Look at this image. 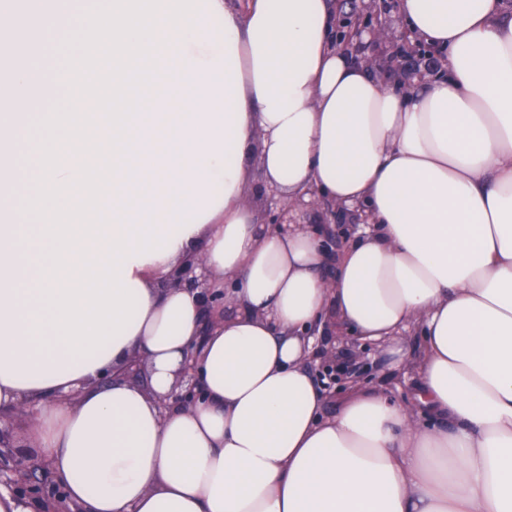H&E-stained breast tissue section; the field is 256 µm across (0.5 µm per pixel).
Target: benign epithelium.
<instances>
[{"label": "benign epithelium", "mask_w": 512, "mask_h": 512, "mask_svg": "<svg viewBox=\"0 0 512 512\" xmlns=\"http://www.w3.org/2000/svg\"><path fill=\"white\" fill-rule=\"evenodd\" d=\"M384 11L385 6L379 0H369L367 12L342 16L336 31V40L344 43L355 37L359 39L362 34L367 33L373 39L383 42V45L391 49L392 68L400 72L398 84L407 87L411 84L414 73L405 71L404 64L411 57L428 55L430 51L422 41L411 40L407 30H395L382 18ZM257 188L259 194L266 197L264 208L258 214L260 223L274 226L297 224L299 220L292 211L308 212L312 215L309 224L319 235L322 246L332 255L336 254V225L347 224L352 227L361 221L357 210L330 202L318 196L314 190L311 191L310 201L297 199L288 204L281 201L277 189L265 181H258ZM208 281L209 274L203 264L198 260H189L162 282L164 288H182L195 293L201 307V330L196 343L185 355L177 374V383L168 394L157 396L158 405L163 411L173 407H191L203 397L204 388L199 378L197 358L213 326L212 311L224 308V294L213 292ZM323 359L324 364L312 369L319 387L326 386L325 379L332 377L336 370V359L333 356L326 354ZM119 376L132 383L147 384L143 361L137 356L127 362ZM31 413L32 409L24 404L7 410L0 406V487L7 488L20 502L40 504V512H72L64 487L51 476L47 461L34 453L20 451L10 427L4 425L6 419L26 418Z\"/></svg>", "instance_id": "7a95c632"}]
</instances>
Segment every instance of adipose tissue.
Masks as SVG:
<instances>
[{"label": "adipose tissue", "instance_id": "obj_1", "mask_svg": "<svg viewBox=\"0 0 512 512\" xmlns=\"http://www.w3.org/2000/svg\"><path fill=\"white\" fill-rule=\"evenodd\" d=\"M163 0L174 78L130 122L139 172L116 216L155 206L169 254L127 264L141 302L94 357L36 353L43 225L0 229V403L34 402L25 435L80 512H512V12L501 0H402L447 61L421 89L384 87L333 44L334 0ZM283 197L307 189L364 222L328 256L308 225L258 224L249 163ZM183 191L201 223L170 211ZM196 257L228 315L198 357L204 398L160 413L198 334L190 292L159 283ZM385 345L414 337L406 402L353 384L332 416L308 368L313 325ZM140 355V387L115 378Z\"/></svg>", "mask_w": 512, "mask_h": 512}]
</instances>
